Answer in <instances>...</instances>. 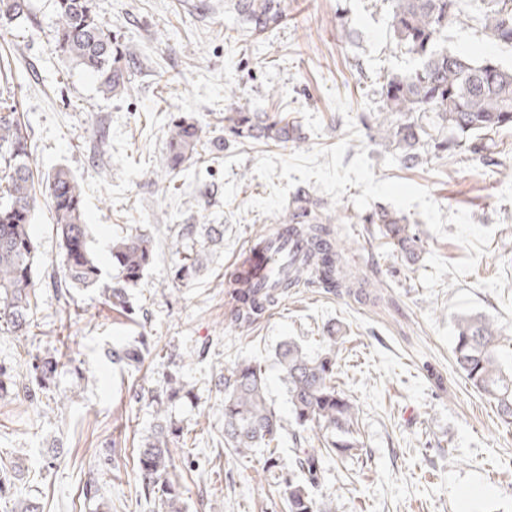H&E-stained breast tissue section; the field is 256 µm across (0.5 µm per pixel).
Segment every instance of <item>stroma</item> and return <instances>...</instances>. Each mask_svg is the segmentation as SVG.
<instances>
[{
	"instance_id": "1",
	"label": "stroma",
	"mask_w": 512,
	"mask_h": 512,
	"mask_svg": "<svg viewBox=\"0 0 512 512\" xmlns=\"http://www.w3.org/2000/svg\"><path fill=\"white\" fill-rule=\"evenodd\" d=\"M113 36L135 52L130 87L100 92L95 78L54 50L55 0H30L29 19L0 33V81L9 80L17 109L31 129L30 151L40 174L68 169L83 191L85 219L101 262L99 285L65 304L51 286L63 251L47 202L30 226L38 250L37 307L27 335L0 331V365L25 376L34 356L66 343L73 368L37 400L0 399V477L16 493L38 499L43 512H97L82 494L103 460L100 498L111 512H151L139 493L136 447L155 417L148 400L166 373L180 376L191 401L172 407L183 427L175 458L183 479L184 512H284L269 490L277 475L257 456L232 459L224 450L222 396L216 382L225 367L248 359L267 374V398L287 432L282 466L292 462L295 429L275 358L279 345L299 342L322 353L328 327H336V386L359 408L356 430L363 448L332 459L322 480L331 512H512V425L457 372L454 317L485 315L509 336L501 358L512 365V128L492 137L487 161L440 154L402 169L394 148L372 140L381 101L376 74L412 69V55L397 48L388 0H285L286 17L266 33L233 30L224 0H96ZM348 26L351 40L341 39ZM448 47L512 66V48L493 41L471 21L448 28ZM349 105L360 133L348 139L343 116L329 94ZM258 105L298 126L288 146L229 142L206 162L173 172L165 165L172 120L193 118L205 142L224 136V115ZM349 140L343 161L366 146L376 179L395 178L429 189L442 213L468 210L494 235L473 274L427 300L420 277L427 262L410 265L378 232H366L348 187L334 204L337 231L352 265L377 285L374 301L359 304L313 283L290 289L255 326H229L224 279L250 240L276 227L279 216L248 209L268 196L253 168L262 154L298 151ZM425 254L453 262L463 245L438 238L417 210L407 214ZM197 225L195 248L203 267L188 282L175 281L181 225ZM222 225L208 242L204 230ZM152 237L153 261L129 293L127 318L103 304L102 286L115 271L108 250L132 232ZM147 337L139 368H119L108 353ZM177 354L169 363L168 354Z\"/></svg>"
}]
</instances>
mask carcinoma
Here are the masks:
<instances>
[{"label":"carcinoma","instance_id":"1","mask_svg":"<svg viewBox=\"0 0 512 512\" xmlns=\"http://www.w3.org/2000/svg\"><path fill=\"white\" fill-rule=\"evenodd\" d=\"M478 0H390V29L396 45L417 59L405 75L388 74L376 79L384 117L377 120L372 138L396 146L400 163L407 169L420 166L430 150L457 155L470 153L485 160L491 145L486 136L512 127V69L490 58L476 59L451 52L443 32L453 23L470 17ZM234 13L241 35H259L279 26L285 17L284 0H224ZM30 0H0V25L29 17ZM493 39L512 48V0H491L486 11L476 10ZM54 50L97 75L106 95L121 92L129 84L130 63L136 55L112 38L98 12L95 0H56ZM224 132L233 138L266 141L286 146L296 140L295 129L284 117L257 110L224 113ZM31 131L21 121L14 105L0 91V328L24 336L31 327L36 307L35 277L39 267L37 249L30 234L37 191L29 140ZM166 166L179 171L187 162L201 161L206 150L200 129L186 118L169 127ZM44 196L54 212L56 234L62 242L63 265L53 286L63 296L78 289L93 288L101 269L90 240L83 192L65 168H56L45 178ZM335 218L323 203L299 190L288 204L282 223L306 244V260L293 278L278 291L264 292L250 286L249 272L242 265L224 282L230 306L229 320L249 328L263 318L288 289L302 281L316 282L338 296L357 301L369 297L367 281H353L345 271V248L331 228ZM379 225L381 235L409 263L420 261L421 240L397 212L380 208L362 219ZM117 280L104 292L110 306L132 314L127 288L141 279L153 259V241L143 233L116 239L109 250ZM201 267V256L188 246L174 278L190 280ZM330 349L310 356L292 341L277 351L288 405L297 431L292 433L293 466L275 482L274 491L285 502V512H323L316 496L329 459L353 455L362 447L356 437L357 408L336 389L337 344L327 330ZM502 334L486 316L462 314L455 318L453 360L471 388L493 402L506 425L512 424V367H503L499 355ZM148 350L147 343L112 349V362L133 367ZM63 355L55 351L37 356L26 380L0 366V397L23 394L33 397L54 383L63 371ZM224 387V447L230 456L246 457L254 449L264 451L262 468L279 467L283 437L281 419L267 399L262 367L247 361L226 370ZM191 391L176 376L166 377L165 387L151 396L156 424L138 448V481L144 496L157 503V512H180L181 485L170 448L180 430L174 427L169 405L187 398ZM323 432L316 448L305 431Z\"/></svg>","mask_w":512,"mask_h":512}]
</instances>
